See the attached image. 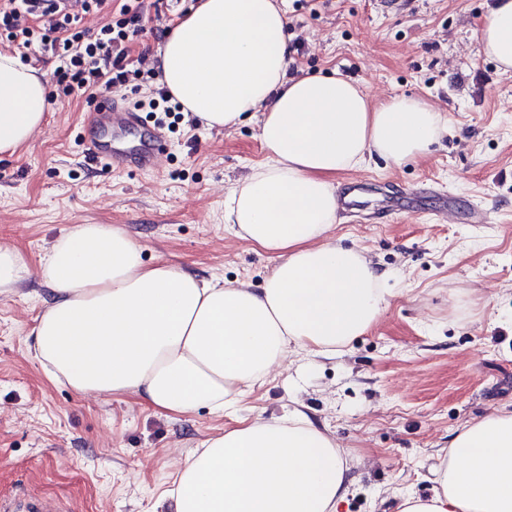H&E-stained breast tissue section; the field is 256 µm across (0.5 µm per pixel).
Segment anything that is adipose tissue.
Returning <instances> with one entry per match:
<instances>
[{
  "mask_svg": "<svg viewBox=\"0 0 512 512\" xmlns=\"http://www.w3.org/2000/svg\"><path fill=\"white\" fill-rule=\"evenodd\" d=\"M287 28L279 0H199L156 54L173 101L205 128L261 114L266 159L224 200L234 235L278 256L261 287L146 262L117 224L73 225L34 270L0 245V294L32 274L47 291L32 351L52 380L78 395L229 417L178 469L166 512H341L351 479L335 439L299 410L246 419L238 407L290 354L333 356L387 306L363 250L329 236L337 175L375 156L396 165L423 156L448 132L425 99L375 105L340 75L289 77ZM478 42L511 76L512 0H495ZM50 108L43 74L0 52V154L24 147ZM397 512H512V414L466 422L431 494L403 498Z\"/></svg>",
  "mask_w": 512,
  "mask_h": 512,
  "instance_id": "adipose-tissue-1",
  "label": "adipose tissue"
}]
</instances>
